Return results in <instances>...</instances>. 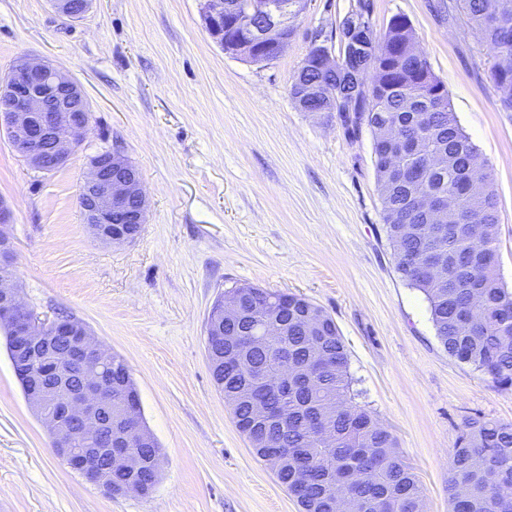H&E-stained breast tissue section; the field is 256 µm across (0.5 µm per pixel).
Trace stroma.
Instances as JSON below:
<instances>
[{
    "label": "stroma",
    "instance_id": "35a3bbf8",
    "mask_svg": "<svg viewBox=\"0 0 512 512\" xmlns=\"http://www.w3.org/2000/svg\"><path fill=\"white\" fill-rule=\"evenodd\" d=\"M448 0H369L384 32L406 15L450 107L487 161L497 196V272L512 288V112L487 77L494 49ZM203 0H92L71 21L49 0H0V78L24 57L78 80L90 129L72 160L33 170L0 130V198L11 206L25 303L69 315L127 363L163 461L150 494L112 496L68 467L25 400L0 334V512H299L253 453L212 381L208 314L225 290L294 293L335 322L351 393L420 477L422 512H449V451L467 419L512 424V387L449 357L424 295L396 269L373 137L289 94L312 43L338 45L357 0H308L274 61L224 53ZM117 149L149 201L138 239L88 234L77 195L89 157Z\"/></svg>",
    "mask_w": 512,
    "mask_h": 512
}]
</instances>
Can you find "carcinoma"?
<instances>
[{
    "mask_svg": "<svg viewBox=\"0 0 512 512\" xmlns=\"http://www.w3.org/2000/svg\"><path fill=\"white\" fill-rule=\"evenodd\" d=\"M485 0H462L468 22L482 37L498 45V26L512 27V0H497L501 13L491 23ZM315 71L300 65L289 94L298 95L297 80L320 92L336 89L342 74ZM426 60L405 47L373 60V97L353 114L339 113L345 132L355 137L362 126L372 135L391 125L418 143V150L389 160L374 148L382 220L395 255L444 261L447 276L438 283L416 267L397 260L407 284L421 291L428 303L435 335L448 356L474 366L499 387L512 386V289L497 273V197L492 174L476 146L460 128L449 101L439 110L429 86L421 82ZM502 68L512 77V44L499 48L490 70ZM480 173L488 190L461 197L455 188L470 170ZM419 193L448 198L456 222L427 234L430 222L416 210ZM243 318L224 332L242 339L276 317L282 334L238 358L222 336L206 337L218 390L234 399L238 425H254L269 435L271 448L256 454L280 455L278 482L297 498L302 512H422L417 474L401 459L392 434L351 397L348 356L330 316L309 334L307 314L317 306L295 294L242 288ZM281 363L299 376L287 387L266 390V376ZM112 419L119 417L129 395H137L128 366L112 355ZM160 448H138L142 466L133 474L145 488L155 484ZM512 425L470 418L452 448L448 473L450 512H512Z\"/></svg>",
    "mask_w": 512,
    "mask_h": 512,
    "instance_id": "1",
    "label": "carcinoma"
}]
</instances>
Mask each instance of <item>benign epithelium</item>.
<instances>
[{
	"instance_id": "1",
	"label": "benign epithelium",
	"mask_w": 512,
	"mask_h": 512,
	"mask_svg": "<svg viewBox=\"0 0 512 512\" xmlns=\"http://www.w3.org/2000/svg\"><path fill=\"white\" fill-rule=\"evenodd\" d=\"M59 15L78 20L90 0H51ZM307 0H241L225 8V0H204L202 21L224 53L255 63L277 59L288 46L300 8ZM380 35L366 17L363 5L344 22L340 48L349 52L359 40ZM317 69L336 71L331 49L314 43L309 49ZM0 98L10 105L0 110V124L12 147L40 172L67 165L79 151L90 128L89 104L82 85L47 61L25 57L0 83ZM89 235L104 245L136 240L146 223L148 200L140 173L120 153L99 152L87 164L78 190ZM414 206L433 220L449 219L445 198L414 199ZM11 207L0 199V329L11 336L17 374L27 381L26 401L46 427L57 455L87 481L112 493V478L104 475L100 459L112 448L96 444L112 438V384L102 368L108 353L80 321L64 316L41 322L25 304L10 272L14 244L6 231ZM239 294L234 289L211 309L207 328L218 330L238 316ZM137 399L124 405L121 440L136 446L152 444V434L139 422Z\"/></svg>"
}]
</instances>
